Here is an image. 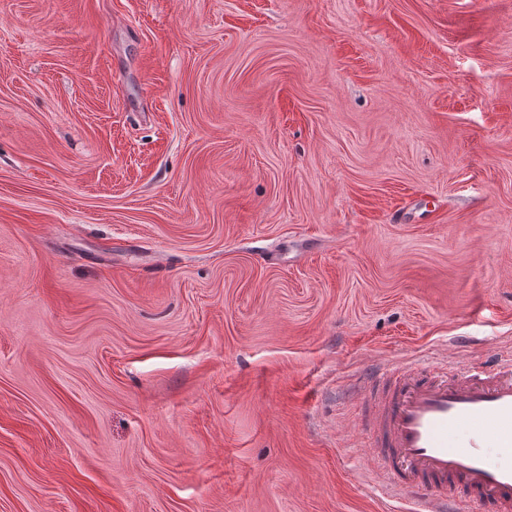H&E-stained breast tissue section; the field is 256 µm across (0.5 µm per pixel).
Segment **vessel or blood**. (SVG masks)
<instances>
[{"mask_svg":"<svg viewBox=\"0 0 512 512\" xmlns=\"http://www.w3.org/2000/svg\"><path fill=\"white\" fill-rule=\"evenodd\" d=\"M364 386L380 391L374 455L404 498L427 512H512V360L445 377L395 367Z\"/></svg>","mask_w":512,"mask_h":512,"instance_id":"1","label":"vessel or blood"}]
</instances>
